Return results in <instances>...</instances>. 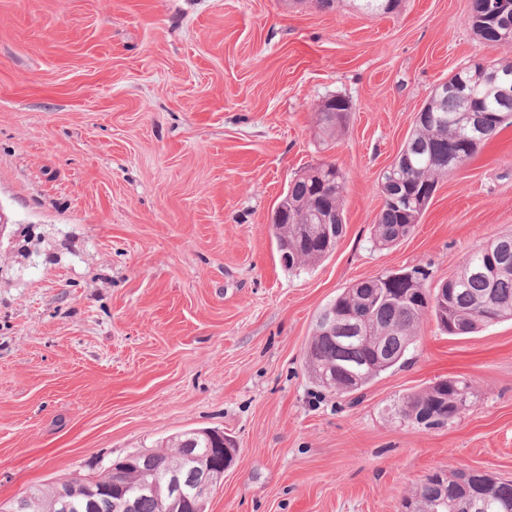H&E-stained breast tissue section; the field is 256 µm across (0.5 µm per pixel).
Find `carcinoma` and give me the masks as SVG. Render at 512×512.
Returning <instances> with one entry per match:
<instances>
[{
    "label": "carcinoma",
    "instance_id": "obj_1",
    "mask_svg": "<svg viewBox=\"0 0 512 512\" xmlns=\"http://www.w3.org/2000/svg\"><path fill=\"white\" fill-rule=\"evenodd\" d=\"M367 15L392 12L399 0H360ZM489 0H473L472 27L483 42L494 45L512 42V11L501 16L488 12ZM341 103L325 104L318 112L326 129H342ZM434 118L415 125L407 140L410 163L393 173L384 172L380 178L382 194L394 193L413 199L395 206L383 202L374 224V238L381 246L395 245L412 234L428 205L418 196V180L437 181L453 170H442L430 163L431 154L460 155L466 163L479 145L503 127L512 125V97L504 100L496 92L477 95V101L466 103L455 98L441 100L431 107ZM327 175L319 167L312 168L291 180L288 194L282 197L283 222L272 227L280 254H288L284 266L299 270L321 261L334 244L308 231V225L320 223L319 217L336 218V237L343 233V202L346 177L336 170V196L320 194ZM387 275L365 279L344 289L331 302L340 314L358 318L363 334L347 339L352 327L346 323L329 331L315 322L305 353L304 366L309 377L320 387L339 395L358 393L386 370L404 362L415 344L416 330L424 317L431 315L450 335H468L480 326L502 319H512V232L486 244L474 246L460 272L448 278V307L431 303V290L426 288L428 275L421 269L411 270L410 282L389 284ZM334 374L328 384L322 372ZM472 387L458 379L436 381L402 401L408 420L410 411L435 414V425L453 423L463 416L471 403ZM175 451L149 449L150 469L161 475L183 464L182 477L190 482L196 467L216 463L224 451L216 436L207 429L189 430L171 438ZM193 448L201 455L199 461L183 462L181 449ZM144 473L141 467L118 463L115 472L102 479L107 483L120 481L127 493L134 494ZM84 480L71 478L68 512H88L84 507ZM480 512H512V483L493 478L481 483L478 489ZM29 501L27 512H58V486L32 487L25 491ZM420 512H469L463 490L455 483H445L432 476L406 497Z\"/></svg>",
    "mask_w": 512,
    "mask_h": 512
}]
</instances>
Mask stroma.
<instances>
[{"label":"stroma","instance_id":"35a3bbf8","mask_svg":"<svg viewBox=\"0 0 512 512\" xmlns=\"http://www.w3.org/2000/svg\"><path fill=\"white\" fill-rule=\"evenodd\" d=\"M472 0H0V504L103 473L189 429L237 454L206 512H401L432 471L512 481V321L423 320L407 364L339 397L304 370L353 282L421 268L436 288L512 230V127L449 172L414 232L372 235L380 177L432 89L481 57ZM332 95L353 110L328 134ZM346 175L345 231L282 266L270 219L298 174ZM450 377L452 426L399 419ZM472 387L464 380L443 379L436 381L425 389L408 395L402 401L404 414L401 417L409 420L410 411H424L435 414L442 420L427 426H439L454 423L461 419L471 403Z\"/></svg>","mask_w":512,"mask_h":512}]
</instances>
